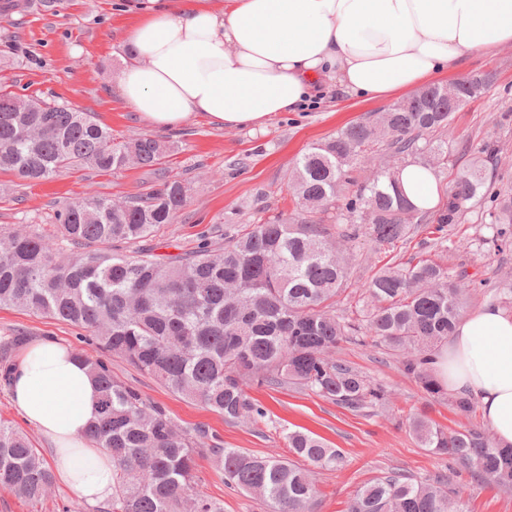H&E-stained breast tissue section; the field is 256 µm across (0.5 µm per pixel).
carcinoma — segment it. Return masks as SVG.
<instances>
[{"label": "carcinoma", "mask_w": 512, "mask_h": 512, "mask_svg": "<svg viewBox=\"0 0 512 512\" xmlns=\"http://www.w3.org/2000/svg\"><path fill=\"white\" fill-rule=\"evenodd\" d=\"M0 89V169L19 179H49L85 166L100 172L130 165L154 168L150 190L128 200L90 196L57 213L56 240L37 231L18 235L0 227V308L17 307L86 331L76 358L91 372L101 400L85 436L112 455L114 492L103 512H224V505L192 493L194 459L208 456L224 482L263 501L270 512H315L316 471L343 462L323 438L287 433L297 460L225 448L202 427L179 425L167 409L112 374L103 355L117 357L168 389L224 416L257 422L266 410L248 393L293 385L357 411L376 406L388 391L330 357L349 339L396 355L430 397L444 394L425 357L448 342L470 295L482 281L421 258L383 266L363 283L367 301L336 313L347 288L353 244L367 237L380 247L408 240L421 224L439 236L423 242L452 250L448 228L486 185L484 167L461 172L438 211L419 210L399 180L368 169L355 191L354 168L377 153L403 164L418 158L440 175L448 162V125L455 110L434 98L422 110L377 112L341 128L298 157L290 173L292 213L252 224H226L189 252L160 259L151 238L185 208L188 187L161 165L172 146L137 134L123 142L91 112ZM491 219L490 243L512 245V195ZM25 336L0 340V380L10 384L13 351ZM419 447L448 456L481 479L512 486V446H498L478 425L446 432L424 415L410 423ZM54 473L22 431L0 421V487L30 501L45 498ZM347 512H467L437 476L411 482L397 473L377 477L349 501Z\"/></svg>", "instance_id": "carcinoma-1"}]
</instances>
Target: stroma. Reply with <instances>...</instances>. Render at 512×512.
Listing matches in <instances>:
<instances>
[{"label":"stroma","instance_id":"35a3bbf8","mask_svg":"<svg viewBox=\"0 0 512 512\" xmlns=\"http://www.w3.org/2000/svg\"><path fill=\"white\" fill-rule=\"evenodd\" d=\"M125 6L126 0H60L53 11L34 5L24 12H0V87L94 113L118 141L145 132V125L127 112L113 81L131 21ZM475 73L492 74L494 84L455 113L448 127V163L440 181L442 186L451 185L459 173L478 163L477 148L490 142L495 158L487 165V184L494 191L512 192V43L469 57L438 80L450 83ZM402 98L398 92L374 100L346 99L327 88L314 109L277 113L262 131L224 128L202 116L190 119L178 133L165 137L173 147L165 168L188 184L190 194L175 222L162 227L153 239L155 254L190 251L215 224H245L292 210L295 202L287 181L296 157L346 124ZM154 182L153 171L136 167L106 173L79 168L38 182L0 171V226L19 233L34 227L49 234L56 212L67 202L93 195L128 199L146 192ZM488 206L485 200L468 202L465 218L453 235L460 248L434 253L433 258L452 270L466 267L484 279L487 288H512V246L490 252L482 243L491 234ZM432 230V225H420L413 239L377 253L369 241H360L352 279L364 282L382 266L418 261L425 255L423 243L430 240ZM17 331L34 339L52 337L72 348L82 345L81 331L75 326L36 318L18 308H1L0 337ZM332 355L385 386L391 394L389 402L353 412L308 390L265 387L252 395L270 410V420L228 423L118 359L110 364L113 373L164 405L181 425L205 427L224 447L285 457L287 430L302 427L342 449L343 463L319 471L316 477L317 512H346L357 490L390 471L413 480L444 474L449 486L466 500L469 512H512V488L473 478L461 466L419 447L410 430L411 418L422 410L433 424L450 431L480 423V413L462 416L444 397L425 401L419 384L401 371L395 357L380 349L344 341ZM197 470L195 492L223 503L224 512H269L268 506L227 487L209 457H198ZM74 499L60 482L39 503L0 488V512H62Z\"/></svg>","mask_w":512,"mask_h":512}]
</instances>
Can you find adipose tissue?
<instances>
[{
	"label": "adipose tissue",
	"instance_id": "obj_1",
	"mask_svg": "<svg viewBox=\"0 0 512 512\" xmlns=\"http://www.w3.org/2000/svg\"><path fill=\"white\" fill-rule=\"evenodd\" d=\"M116 90L148 127L180 128L204 116L264 128L304 106L318 84L346 98L377 99L512 43V0H130ZM419 209L435 207L437 179L421 164L400 172ZM431 367L442 386L475 399L502 447L512 446V312L483 303L463 313ZM10 391L20 416L52 444L60 480L79 499L112 497V457L83 433L99 392L72 349L47 338L22 347Z\"/></svg>",
	"mask_w": 512,
	"mask_h": 512
}]
</instances>
